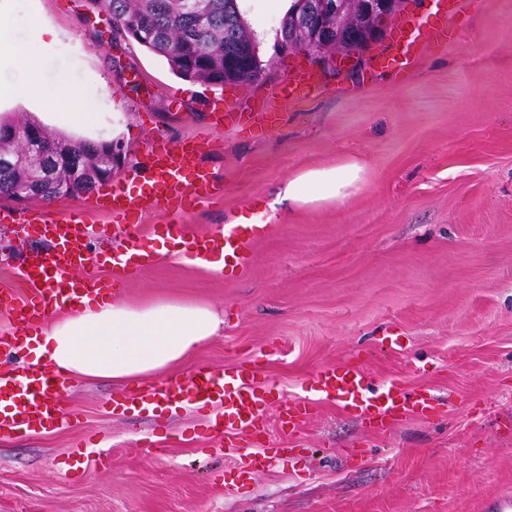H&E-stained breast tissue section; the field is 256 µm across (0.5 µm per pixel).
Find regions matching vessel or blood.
I'll return each instance as SVG.
<instances>
[{
	"mask_svg": "<svg viewBox=\"0 0 512 512\" xmlns=\"http://www.w3.org/2000/svg\"><path fill=\"white\" fill-rule=\"evenodd\" d=\"M456 5L457 0H442L434 21L427 24L412 19L402 21L391 35L390 51L377 56V65L407 71L422 42L445 38L446 18L455 12ZM317 86L315 72L294 71L288 74L273 98L250 112L227 109L224 122L230 126L249 123L262 129H275L289 107ZM201 153L202 147L197 143L154 142L147 171L136 168L130 171L132 179H143V189L136 193L115 189L110 193L106 211L113 223L127 225L133 218L155 212L175 218L185 213L188 206L214 187L210 172L201 163ZM0 223L28 225L36 234L51 236L55 243L54 252L31 255L19 268L24 292L10 299V311L17 327L10 335L0 336L1 346L18 351L24 349L26 339L50 307L79 310L92 289L100 287V279L86 272L98 259L88 253L83 223L75 213L53 219L39 209L19 213L2 205ZM273 230L270 224H228L223 230L185 239L182 253L200 265L210 262L213 256L223 255L224 276L230 279L250 266L256 243ZM127 248L130 257L120 261L114 271L116 279L122 281L153 261L152 252L136 234H129ZM67 267L84 271L85 276L64 288L56 282L55 275ZM261 371L262 366L256 360L239 361L220 369L202 365L185 380L130 390L112 397L108 405L112 415L120 417L185 405L223 410V417L212 421L211 434L222 440L226 451L237 453L236 471L248 477L271 461L288 456V445L309 421L315 399L340 401L345 413L370 430L381 432L397 422L424 416L435 399L430 389L408 388L400 378L372 385L365 368L348 363L320 369L311 383L312 397L290 398L273 385H260ZM70 383L69 376L41 362H25L17 372L1 371L0 396L10 397L12 406L9 411L0 412V438L69 425L71 415L64 409L62 399ZM271 411L276 414L272 420L267 417ZM273 421L281 430L282 446L238 453L235 436L267 434Z\"/></svg>",
	"mask_w": 512,
	"mask_h": 512,
	"instance_id": "1",
	"label": "vessel or blood"
}]
</instances>
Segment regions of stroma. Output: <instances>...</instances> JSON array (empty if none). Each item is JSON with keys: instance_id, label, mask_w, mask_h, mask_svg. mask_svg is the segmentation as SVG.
<instances>
[{"instance_id": "1", "label": "stroma", "mask_w": 512, "mask_h": 512, "mask_svg": "<svg viewBox=\"0 0 512 512\" xmlns=\"http://www.w3.org/2000/svg\"><path fill=\"white\" fill-rule=\"evenodd\" d=\"M36 12L63 29L59 40L29 37ZM10 28L44 95L61 78L84 89L95 119L87 140L123 145L113 186L134 189L127 171L148 165L153 140L208 138L202 161L217 189L182 216L187 234L248 204L275 227L235 279L168 257L121 289L128 301L177 297L224 316L223 332L161 381L259 354L266 380L295 397L321 366L356 354L373 383L429 388L436 408L373 432L323 401L295 459L237 480L234 458L206 436L210 414L115 418L105 403L121 385L79 380L65 394L72 426L0 441V512H481L512 492V0H460L450 40L421 47L410 75L373 66L386 37L354 70L319 71V90L267 136L215 125L213 108L255 106L306 68L274 42L259 44L262 80L214 87L116 37L90 0H11ZM347 156L367 177L344 204L298 210L285 200L290 172ZM97 198L46 207H86L93 254L112 239ZM52 249L24 225L0 228V292L21 291L18 266ZM390 333L400 348L381 349ZM88 437L101 453L77 461Z\"/></svg>"}]
</instances>
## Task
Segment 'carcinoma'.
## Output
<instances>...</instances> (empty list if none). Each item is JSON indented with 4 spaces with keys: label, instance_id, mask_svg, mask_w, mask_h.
<instances>
[{
    "label": "carcinoma",
    "instance_id": "cac0c4a2",
    "mask_svg": "<svg viewBox=\"0 0 512 512\" xmlns=\"http://www.w3.org/2000/svg\"><path fill=\"white\" fill-rule=\"evenodd\" d=\"M112 13L116 31L151 53L164 58L177 75L196 82L224 85L223 66L215 59L233 55L238 68L236 84L258 81L264 72L259 60V43L240 12L237 0H102ZM302 0H294L282 19L277 39L295 44L309 43V34L293 25ZM335 27L356 21L369 23L362 0H335ZM338 50L345 55L364 53L363 43L346 30L334 35ZM55 139L39 149L42 170L61 179L72 177L77 156L53 146ZM29 169L0 164V198H11L28 186Z\"/></svg>",
    "mask_w": 512,
    "mask_h": 512
}]
</instances>
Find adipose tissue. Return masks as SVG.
<instances>
[{
    "label": "adipose tissue",
    "mask_w": 512,
    "mask_h": 512,
    "mask_svg": "<svg viewBox=\"0 0 512 512\" xmlns=\"http://www.w3.org/2000/svg\"><path fill=\"white\" fill-rule=\"evenodd\" d=\"M9 20V0H0V66L15 65L29 72L26 83L11 88L9 99L41 109L42 120L62 129H87L92 115L79 90L62 81L55 98L40 96L39 72L13 40ZM365 175L356 158L346 157L294 172L285 195L304 209L340 205L360 190ZM223 327V316L206 303L158 299L134 304L106 296L86 303L79 312L60 313L41 323L31 352L35 360L73 377L132 384L181 363Z\"/></svg>",
    "instance_id": "obj_1"
}]
</instances>
